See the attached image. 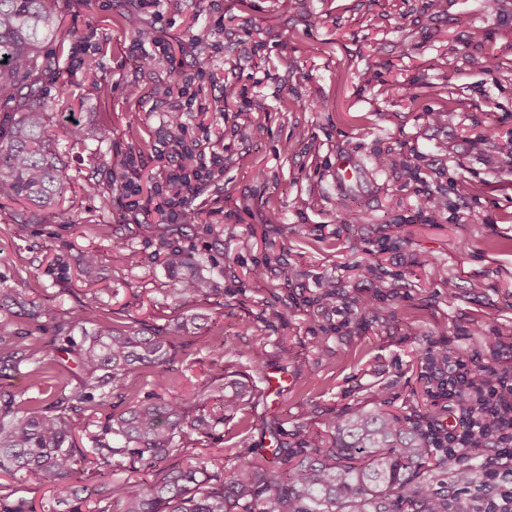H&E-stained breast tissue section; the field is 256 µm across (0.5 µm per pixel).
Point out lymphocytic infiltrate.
<instances>
[{
  "label": "lymphocytic infiltrate",
  "mask_w": 512,
  "mask_h": 512,
  "mask_svg": "<svg viewBox=\"0 0 512 512\" xmlns=\"http://www.w3.org/2000/svg\"><path fill=\"white\" fill-rule=\"evenodd\" d=\"M169 146L168 178L180 183L182 193L149 195L135 202L134 209L158 214L166 224L181 219L198 223L200 215L190 206L202 189L199 174L223 167L224 158L200 149L187 152L178 137ZM425 376L436 386L432 396L439 413L406 418V425L422 431L428 447L440 449L450 469L480 467V486L490 493L484 512H512V371L449 348L431 357ZM478 448L490 449V456L476 461Z\"/></svg>",
  "instance_id": "lymphocytic-infiltrate-1"
}]
</instances>
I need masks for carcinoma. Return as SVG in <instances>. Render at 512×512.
<instances>
[{
	"instance_id": "1",
	"label": "carcinoma",
	"mask_w": 512,
	"mask_h": 512,
	"mask_svg": "<svg viewBox=\"0 0 512 512\" xmlns=\"http://www.w3.org/2000/svg\"><path fill=\"white\" fill-rule=\"evenodd\" d=\"M45 0H0V102L16 111L0 118V201L34 206L45 213L66 191L59 160L48 135L49 106L35 93L42 46L58 34ZM203 277L185 281L179 296L207 293ZM15 339V351L45 369L38 351ZM175 337L124 330L108 320L83 332L77 360L82 390L70 398L29 399L22 408L0 394V474L20 475L53 486L48 512H82L74 475L88 463L102 478L94 494L97 512H448V494L434 473L445 469L433 459L421 432L402 425L401 415L380 408L339 414L331 438L304 436L297 448H252L231 475L203 464L172 468L149 482L104 480L125 462L131 469L152 467L178 454L193 435L210 438L253 399L246 382L224 380L222 412L189 415L180 394L147 399L112 412L86 452L77 446L83 427L69 412L97 411L133 373L165 369L172 363ZM0 512H36L0 485Z\"/></svg>"
}]
</instances>
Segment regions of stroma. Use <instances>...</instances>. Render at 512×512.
I'll return each instance as SVG.
<instances>
[{
	"mask_svg": "<svg viewBox=\"0 0 512 512\" xmlns=\"http://www.w3.org/2000/svg\"><path fill=\"white\" fill-rule=\"evenodd\" d=\"M283 2L47 0L64 54L38 91L67 190L59 217L37 216L18 235L16 205L0 206V298L17 301L0 316V392L19 401L79 392L56 325L87 302L73 337L103 318L164 331L193 320L167 372L131 375L113 392L118 409L178 392L191 413L216 411L210 381L226 373L255 390L245 416L265 417L291 448L359 407L435 413L422 371L443 341L484 356L486 338L498 337L495 364L512 368V176L486 164L512 139V0L493 13L483 0ZM132 12L140 31L125 23ZM164 34L173 45L157 46ZM183 94L192 101L183 141L223 154L224 166L192 203L212 233L170 224L161 239L156 217L127 204L154 187L173 193L150 158L168 151V114ZM431 112L444 123L429 124ZM69 113L92 139L66 137ZM415 153L421 178L408 183ZM135 156L148 165L131 181L124 163ZM342 158L354 167L347 181L336 176ZM452 179L469 196L449 194L447 214L416 217L422 190L447 191ZM91 182L98 193L86 192ZM360 238L369 252L354 250ZM168 249L183 250L187 264L168 270ZM86 251L97 256L90 281L77 264ZM271 255L279 266L256 278ZM365 264L372 273L360 288ZM197 273L209 291L175 299ZM336 275L326 296L319 282ZM341 301L350 307L343 319ZM19 335L56 360L40 383L31 360L12 356ZM223 432L147 471L117 467L111 480L197 462L229 471L269 439L235 418Z\"/></svg>",
	"mask_w": 512,
	"mask_h": 512,
	"instance_id": "35a3bbf8",
	"label": "stroma"
}]
</instances>
